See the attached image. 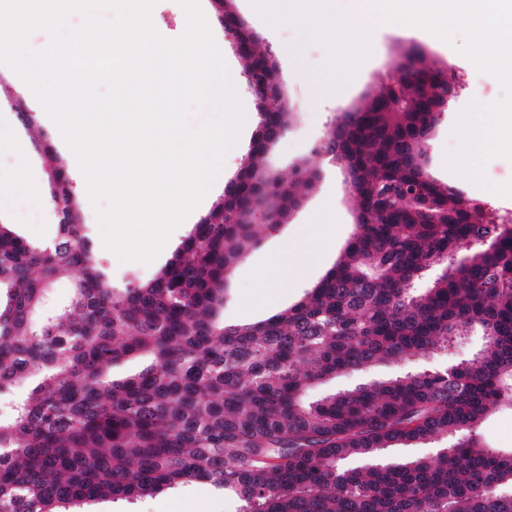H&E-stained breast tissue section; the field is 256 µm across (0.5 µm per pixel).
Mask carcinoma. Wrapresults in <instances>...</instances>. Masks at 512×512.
Instances as JSON below:
<instances>
[{"instance_id": "1", "label": "carcinoma", "mask_w": 512, "mask_h": 512, "mask_svg": "<svg viewBox=\"0 0 512 512\" xmlns=\"http://www.w3.org/2000/svg\"><path fill=\"white\" fill-rule=\"evenodd\" d=\"M224 29L263 42L222 0ZM454 88L417 46L397 74L336 119L357 175L355 192L400 210L403 224L357 205L356 241L293 306L252 324H226L224 285L256 225V198L288 220L314 180H264L266 143L292 113L259 97L260 124L237 179L150 280L112 288L93 254L65 166L44 145L53 246L0 224V396L33 384L0 415V512H62L71 504L134 499L204 481L237 512H512V452L477 429L512 406V215L428 173L427 143ZM397 107L366 124L378 98ZM382 157L386 166L377 167ZM467 254L454 260L461 247ZM67 270L70 298L36 320ZM479 336L472 356L446 369L408 371L316 401L325 378L447 353ZM132 355L149 364L121 381L105 369ZM443 442L433 456L381 459L399 445Z\"/></svg>"}]
</instances>
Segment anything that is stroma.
I'll return each instance as SVG.
<instances>
[{"label": "stroma", "mask_w": 512, "mask_h": 512, "mask_svg": "<svg viewBox=\"0 0 512 512\" xmlns=\"http://www.w3.org/2000/svg\"><path fill=\"white\" fill-rule=\"evenodd\" d=\"M265 41H277L274 58L279 79L293 106V120L287 131L265 157L268 167L283 177H291L300 167L317 175L313 188L304 194L300 205L286 223L260 225L255 245L233 269L225 292L224 320L230 324L255 322L299 302L335 264L343 246L355 230L356 201L345 182L339 166L330 164L315 148L332 127L343 109L356 103L362 95L395 73L400 48L416 45L427 55L447 66L457 86V96L433 132L428 145L430 175L440 184L450 185L474 197L475 191L464 175L446 165L447 153L457 151L461 140L454 129L460 115L472 101L492 103L503 95L499 81L491 74L470 67L459 48L465 39L455 35L452 47L426 39L397 23H389L370 34L362 53L367 62L355 70L352 78L340 88H333L323 77L322 68L327 53L325 45L308 39L296 26L284 23L262 29ZM36 113L37 108L12 88L0 90V178L8 187L0 191V224L33 244L54 238L58 218L45 187V163L36 146L37 139H46L60 161H67L65 141L60 132L39 127L30 134L19 120L20 112ZM80 214L87 226L90 246L113 287L144 282L172 258L191 231L190 225H179L167 244L151 263L123 261L103 243L95 209L89 198L76 193ZM326 222L332 226V236L318 264L300 277L278 280L275 289H268L255 276L258 269L270 265L285 242L298 241L308 225ZM472 345L465 344L451 354L433 358H415L395 365L377 366L367 376L338 375L315 385L310 399L354 386L363 378H387L409 368L430 365L447 366L467 358ZM88 512H235L233 499L203 481L176 485L159 494L133 501L100 500L87 503Z\"/></svg>", "instance_id": "35a3bbf8"}]
</instances>
